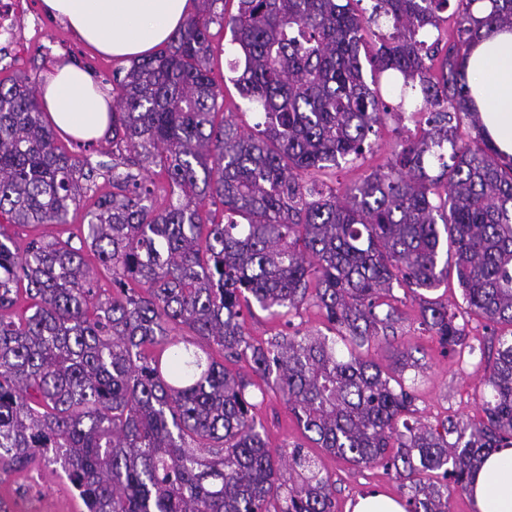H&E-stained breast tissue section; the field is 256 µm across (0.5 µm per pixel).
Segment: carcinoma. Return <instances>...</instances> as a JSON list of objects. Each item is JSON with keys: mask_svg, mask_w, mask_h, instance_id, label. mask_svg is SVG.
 Masks as SVG:
<instances>
[{"mask_svg": "<svg viewBox=\"0 0 512 512\" xmlns=\"http://www.w3.org/2000/svg\"><path fill=\"white\" fill-rule=\"evenodd\" d=\"M198 2L156 52L112 72L110 165L57 144L35 79L0 81V214L64 226L93 200L65 239L20 249L0 229V476L56 464L86 512H334L318 456L270 448L249 388H271L315 447L406 480L407 512H448V483L467 490L481 459L512 444V331L480 349L493 362L474 424L404 420L405 381L355 349L395 333L394 287L452 274L469 312L512 328V159L482 134L462 71L475 38L512 28V0H486L481 16L478 0H455L445 43L427 32L449 0H375L367 17L354 0H238L230 14ZM381 19L392 33L370 48ZM214 21L231 32L225 50ZM221 51L264 115L256 134L224 111ZM383 73L419 85L428 129L326 193L311 172L372 149L390 115ZM307 302L335 336L245 331V307L285 316ZM420 314L444 352L465 346L448 306L423 299ZM241 360L253 377L229 370Z\"/></svg>", "mask_w": 512, "mask_h": 512, "instance_id": "1", "label": "carcinoma"}]
</instances>
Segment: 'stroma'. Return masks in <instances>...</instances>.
<instances>
[{"label":"stroma","instance_id":"stroma-1","mask_svg":"<svg viewBox=\"0 0 512 512\" xmlns=\"http://www.w3.org/2000/svg\"><path fill=\"white\" fill-rule=\"evenodd\" d=\"M17 23L22 35L30 37L32 43L18 59L14 58L9 48L0 49L2 81L19 72L39 79L56 62L68 61L89 67L94 79L101 83L111 78L113 70L120 66L119 61L92 52L61 21L46 16L40 0H33L29 11L21 13ZM422 132V125L413 121H405L400 126L394 118H387L378 131L373 151L317 173L319 186L343 194L346 188L382 168L406 140L417 138ZM393 293L399 299L401 313L395 340L389 343L381 339L371 340L360 348V355L388 368L392 366L398 349H413L420 368L405 373L406 379L416 382L409 420L430 424L448 417L473 423L482 420V406L489 392L485 384L487 360L476 352L475 347L488 340L491 326L476 315L466 313L456 282L430 291L397 287ZM424 297L448 304L457 312L458 322L466 335L467 350L443 353L436 338L420 323L419 304ZM244 327L253 339L261 342L286 329L303 334H324L329 324L317 307L306 304L287 321L271 317L260 308H253L251 314L245 317ZM257 417L266 428L272 448L280 449L303 442L301 428L281 394L276 391L268 392L257 411ZM321 460L336 487V512H347L350 502L369 490H379L397 498L403 495L401 479L382 465L356 467L327 453L322 454ZM29 479L39 484L42 494L19 500L20 512H42L48 501L53 503L55 512H74L78 501L70 485L43 469L32 471Z\"/></svg>","mask_w":512,"mask_h":512}]
</instances>
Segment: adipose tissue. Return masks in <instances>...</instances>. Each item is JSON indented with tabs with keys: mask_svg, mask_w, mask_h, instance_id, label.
<instances>
[{
	"mask_svg": "<svg viewBox=\"0 0 512 512\" xmlns=\"http://www.w3.org/2000/svg\"><path fill=\"white\" fill-rule=\"evenodd\" d=\"M59 19L100 53L138 60L168 41L189 16L192 0H42ZM471 98L485 134L512 157V29L476 39L463 62ZM44 112L60 133L90 141L106 130L112 103L85 70L60 62L41 88ZM473 512H512V446L483 458L467 488Z\"/></svg>",
	"mask_w": 512,
	"mask_h": 512,
	"instance_id": "ef3b65f1",
	"label": "adipose tissue"
}]
</instances>
